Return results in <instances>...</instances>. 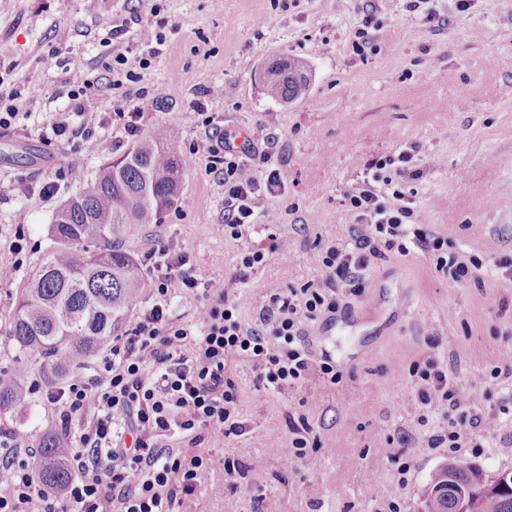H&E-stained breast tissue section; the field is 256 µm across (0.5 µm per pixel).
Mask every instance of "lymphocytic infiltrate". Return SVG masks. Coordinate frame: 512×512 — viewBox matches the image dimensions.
I'll use <instances>...</instances> for the list:
<instances>
[{
	"instance_id": "1",
	"label": "lymphocytic infiltrate",
	"mask_w": 512,
	"mask_h": 512,
	"mask_svg": "<svg viewBox=\"0 0 512 512\" xmlns=\"http://www.w3.org/2000/svg\"><path fill=\"white\" fill-rule=\"evenodd\" d=\"M165 36L155 29L138 35L140 70L148 69ZM127 60H112V83L138 82L139 72L126 70ZM104 117L86 112L83 90L69 94L68 111L50 122L54 138H81L93 146ZM229 136H211L207 152L210 171L224 186V231L242 237L261 196L284 189L279 170L266 180L254 174L253 161L267 163L254 147L233 151ZM415 156L402 151L368 161L361 179L345 197L356 217L352 242L327 247L320 259V279L300 289L272 291L262 310L260 328H245L238 305L224 292L214 293L198 332L178 324L170 311L172 281H179L184 298L198 296L187 255L171 254L161 246L144 262L153 283V302L112 346L93 375L71 378L56 391H43L31 381L29 394H43L57 414L60 431L70 448L72 477L63 492L44 486L32 468L37 451L31 438L0 427V512H177L194 496L206 471L192 449L204 434L237 433L233 419L236 384L224 373V361L234 355L250 358L258 382L275 391L302 380L314 365L305 344L303 326L335 312L339 294L365 292L366 273L373 260L386 253L407 255L410 246L433 254L449 284L479 279L483 264L464 262L448 250L445 238L414 220ZM425 388L421 406L448 412V430L430 437L433 448H456L464 431L492 433L496 415L476 409L461 381L436 368L419 373Z\"/></svg>"
}]
</instances>
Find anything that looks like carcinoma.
I'll return each instance as SVG.
<instances>
[{
	"label": "carcinoma",
	"mask_w": 512,
	"mask_h": 512,
	"mask_svg": "<svg viewBox=\"0 0 512 512\" xmlns=\"http://www.w3.org/2000/svg\"><path fill=\"white\" fill-rule=\"evenodd\" d=\"M267 93L289 103L310 84L302 67L266 66ZM179 130L162 125L150 139L105 166L95 181L65 203L52 234L61 244L34 276L14 313L11 340L21 353L39 356L45 379L55 383L122 334L143 284L138 261L113 243L135 224H156L176 202L181 159L170 151ZM0 385V413L26 401L25 367L9 371ZM38 478L56 491L71 476L69 448L57 436L40 442ZM475 466L453 462L440 468L430 486L450 485L471 497L475 512H512V492ZM426 512H459L455 495L425 499Z\"/></svg>",
	"instance_id": "cac0c4a2"
}]
</instances>
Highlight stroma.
I'll return each mask as SVG.
<instances>
[{
	"instance_id": "obj_1",
	"label": "stroma",
	"mask_w": 512,
	"mask_h": 512,
	"mask_svg": "<svg viewBox=\"0 0 512 512\" xmlns=\"http://www.w3.org/2000/svg\"><path fill=\"white\" fill-rule=\"evenodd\" d=\"M380 21L364 53L353 49L361 10ZM441 24L407 11L404 0H0V95L21 118L0 129V369L18 361L9 337L13 315L38 270L57 250L56 211L84 190L106 164L148 138L155 127L181 128L173 144L190 163L180 175L176 203L160 223L133 226L120 243L137 260L157 247L190 257L200 288L233 296L246 326L259 327L271 289L299 288L321 275L319 256L351 240L355 215L345 193L376 156L416 147L417 223L447 238L460 259H481L479 280L449 285L430 253L373 260L363 296H340L334 317L304 330L314 362L330 361L340 384L312 371L282 392L256 379L248 358H228L237 386L239 435H206L195 454L208 462L204 485L180 512H421L427 485L442 465L463 461L489 477L512 471V414H501L494 435L474 434V447L448 452L428 445L446 431L442 410L418 421L422 385L413 366L434 360L465 382L485 411L512 404V375L491 377L512 347V275L497 263L512 257V12L499 0H435ZM118 37H110L115 27ZM162 28L166 41L143 80L115 88L107 77L114 56L137 69V37ZM67 33L59 42L58 30ZM288 57L310 78L303 100L269 97L258 74ZM222 86L209 98L207 88ZM87 89L86 109L108 117L94 146L44 140L70 89ZM145 93L137 136L115 112ZM204 101L224 133L251 138L269 157L258 179L280 169L285 192L263 197L249 232L224 233V188L206 170L204 130L189 114ZM31 188L18 198L13 187ZM277 223H268L267 213ZM287 254L269 251L272 238ZM21 241V253L11 245ZM261 250L265 261L243 270ZM245 279H237V272ZM41 377L36 358L22 361ZM311 427L314 461L292 458L300 419ZM0 426L32 440L59 430L40 395L0 414ZM403 449L410 468L399 474L382 450ZM237 459L227 472L225 459ZM223 494H216V487Z\"/></svg>"
}]
</instances>
